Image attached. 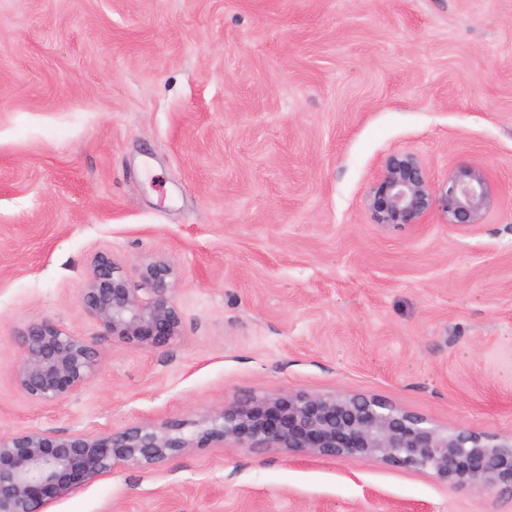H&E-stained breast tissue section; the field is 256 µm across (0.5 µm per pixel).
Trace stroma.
Here are the masks:
<instances>
[{"mask_svg":"<svg viewBox=\"0 0 512 512\" xmlns=\"http://www.w3.org/2000/svg\"><path fill=\"white\" fill-rule=\"evenodd\" d=\"M478 165L482 223L371 220L385 157ZM109 254L176 274L178 341L119 345L78 299ZM98 373L43 406L17 332ZM347 394L512 435V0H0V432L198 419ZM44 512H512V496L358 458L189 448ZM17 338L20 356L15 384L36 404L65 402L99 371L94 348L83 337L49 320L27 325Z\"/></svg>","mask_w":512,"mask_h":512,"instance_id":"35a3bbf8","label":"stroma"}]
</instances>
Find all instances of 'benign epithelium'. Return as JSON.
Here are the masks:
<instances>
[{"label":"benign epithelium","instance_id":"benign-epithelium-1","mask_svg":"<svg viewBox=\"0 0 512 512\" xmlns=\"http://www.w3.org/2000/svg\"><path fill=\"white\" fill-rule=\"evenodd\" d=\"M368 205L376 224H422L435 213L447 224L471 225L482 223L493 197L482 167H454L436 185L414 154L393 152L371 186ZM139 277L141 288L130 287L114 259L100 254L79 302L118 344L168 346L181 337L174 268L157 261L141 267ZM18 346L15 384L36 404L65 402L100 368L83 337L49 320L19 331ZM226 441L252 452L355 457L431 472L456 488L512 492V435L438 428L363 396L301 394L240 398L199 420L134 424L101 436L0 433V512H42L48 501L119 464L148 468L187 448Z\"/></svg>","mask_w":512,"mask_h":512}]
</instances>
